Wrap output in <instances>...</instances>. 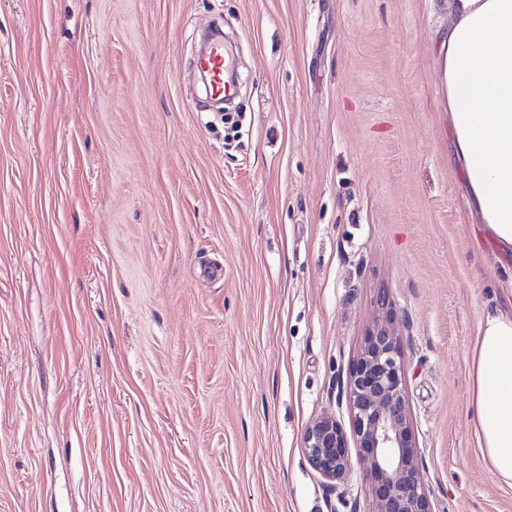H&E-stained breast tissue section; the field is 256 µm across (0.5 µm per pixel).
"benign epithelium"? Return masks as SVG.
Masks as SVG:
<instances>
[{
	"instance_id": "1",
	"label": "benign epithelium",
	"mask_w": 512,
	"mask_h": 512,
	"mask_svg": "<svg viewBox=\"0 0 512 512\" xmlns=\"http://www.w3.org/2000/svg\"><path fill=\"white\" fill-rule=\"evenodd\" d=\"M389 296L378 298V317L366 331L340 398L349 426L325 413L305 428L311 467L338 490L360 467L371 489L367 512H440L426 483L419 440L405 397V369Z\"/></svg>"
}]
</instances>
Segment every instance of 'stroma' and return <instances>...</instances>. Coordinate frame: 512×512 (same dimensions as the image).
<instances>
[{
    "instance_id": "35a3bbf8",
    "label": "stroma",
    "mask_w": 512,
    "mask_h": 512,
    "mask_svg": "<svg viewBox=\"0 0 512 512\" xmlns=\"http://www.w3.org/2000/svg\"><path fill=\"white\" fill-rule=\"evenodd\" d=\"M431 0H0V512H367L306 426L376 298L441 512H512L468 419L499 289ZM224 32L240 118L196 72Z\"/></svg>"
}]
</instances>
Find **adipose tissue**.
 <instances>
[{
  "label": "adipose tissue",
  "mask_w": 512,
  "mask_h": 512,
  "mask_svg": "<svg viewBox=\"0 0 512 512\" xmlns=\"http://www.w3.org/2000/svg\"><path fill=\"white\" fill-rule=\"evenodd\" d=\"M437 96L502 273L503 303L482 314L470 351V416L481 460L512 487V0H442Z\"/></svg>",
  "instance_id": "obj_1"
}]
</instances>
